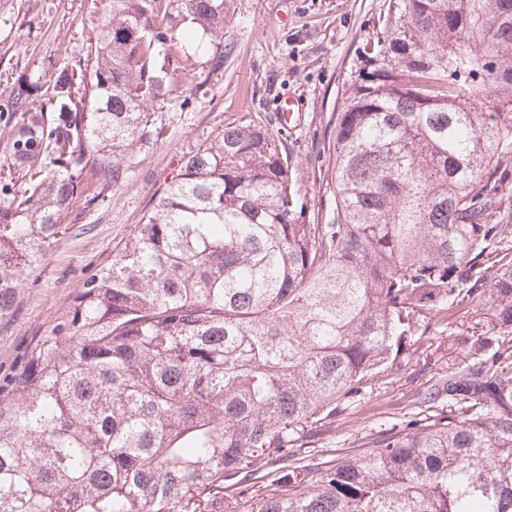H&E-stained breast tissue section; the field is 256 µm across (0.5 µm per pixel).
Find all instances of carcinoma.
Listing matches in <instances>:
<instances>
[{"label":"carcinoma","mask_w":512,"mask_h":512,"mask_svg":"<svg viewBox=\"0 0 512 512\" xmlns=\"http://www.w3.org/2000/svg\"><path fill=\"white\" fill-rule=\"evenodd\" d=\"M505 2L392 0L330 131V224L302 221L288 156L260 126L180 159L154 211L0 381V512H512ZM227 16L224 0H107L86 68L20 84L29 192L0 201V321L70 229L63 215L158 141L180 37H209L211 70L224 67ZM458 306L485 310L488 330L428 393L446 411L358 457L297 463L309 431L406 367L428 315ZM275 457L296 465L274 489L224 494L228 475Z\"/></svg>","instance_id":"carcinoma-1"}]
</instances>
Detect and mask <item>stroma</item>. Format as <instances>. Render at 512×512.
<instances>
[{
	"label": "stroma",
	"mask_w": 512,
	"mask_h": 512,
	"mask_svg": "<svg viewBox=\"0 0 512 512\" xmlns=\"http://www.w3.org/2000/svg\"><path fill=\"white\" fill-rule=\"evenodd\" d=\"M224 66L210 70L207 38L190 47L186 68L155 114L158 142L135 152L105 202L75 205L70 229L47 261L24 276L16 312L0 321V376L23 348L66 311L83 282L111 262L136 224L156 206L179 159L224 128L257 125L278 137L305 207L304 221L325 224L336 213L327 134L363 54L382 32L390 0H229ZM105 0H0V164L11 162L16 119L6 107L17 79L47 77L81 64L103 26ZM482 315L457 307L429 320L433 346L400 372L381 376L333 424L314 429L303 450L309 465L361 455L367 439L435 414L442 402L420 401L464 357L462 335Z\"/></svg>",
	"instance_id": "obj_1"
}]
</instances>
